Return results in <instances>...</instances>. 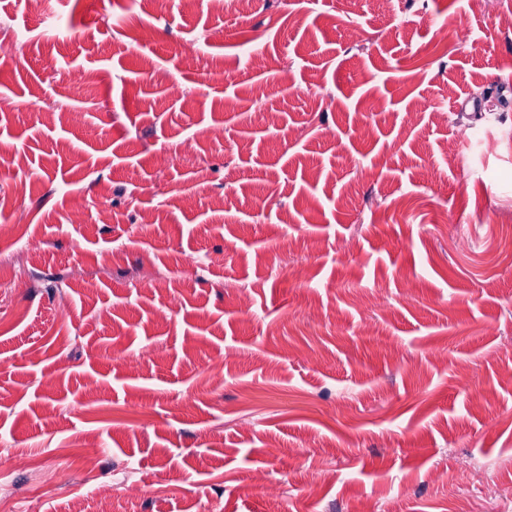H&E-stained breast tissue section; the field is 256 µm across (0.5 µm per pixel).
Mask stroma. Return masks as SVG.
Wrapping results in <instances>:
<instances>
[{
    "instance_id": "obj_1",
    "label": "stroma",
    "mask_w": 512,
    "mask_h": 512,
    "mask_svg": "<svg viewBox=\"0 0 512 512\" xmlns=\"http://www.w3.org/2000/svg\"><path fill=\"white\" fill-rule=\"evenodd\" d=\"M510 15L0 0V455L46 477L0 486L454 512L483 466L512 512Z\"/></svg>"
}]
</instances>
